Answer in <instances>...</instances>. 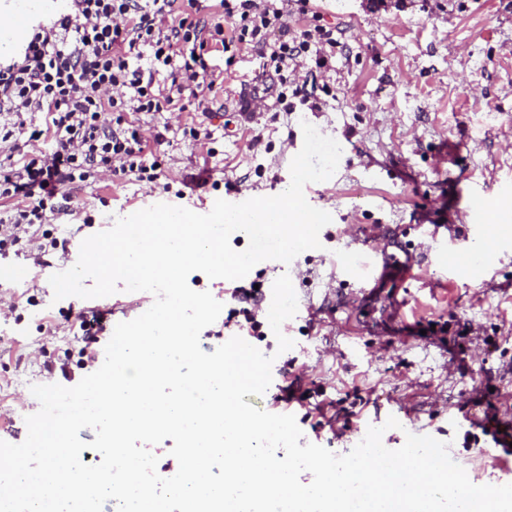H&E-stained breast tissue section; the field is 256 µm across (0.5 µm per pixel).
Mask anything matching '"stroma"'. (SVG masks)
<instances>
[{"mask_svg": "<svg viewBox=\"0 0 512 512\" xmlns=\"http://www.w3.org/2000/svg\"><path fill=\"white\" fill-rule=\"evenodd\" d=\"M365 4L324 0L338 44L331 71L316 81L318 111L260 112L239 122L240 93L260 65L247 51L223 83L220 108L204 120L212 145L183 138L170 114H144V128L165 133L160 182L67 189L57 222L68 257L28 264L18 281L0 279V299L16 306L0 313V440H25V418L40 408L33 385L61 383L44 361L67 365L73 381L85 376L82 317L104 313L105 344L118 323L154 302L150 293L123 290L55 299L49 278L76 264L81 242L159 203L198 213L232 188L252 198L281 194L306 122L342 149L335 174L311 185L313 207L332 221L319 233L320 248L288 263H258L247 275L267 292L281 275L292 281L298 310L281 330L294 347L278 352L267 299L258 313L263 334L249 342L273 357L278 374L299 379L304 397L278 403L273 385L247 403L291 413L304 442L337 455L381 426L388 449L407 434L428 435L447 443L473 484L512 483V455H484L492 436L473 423L493 409L512 428V248L493 251L478 276L436 262L481 250L469 238L471 199L483 211L512 204V0H450L443 11L435 0H407L404 11L382 14ZM373 227L388 256L363 282L344 266L352 260L366 269L362 232ZM405 265L413 277H402ZM411 328L432 331V340H408ZM391 416L399 425L389 429Z\"/></svg>", "mask_w": 512, "mask_h": 512, "instance_id": "35a3bbf8", "label": "stroma"}]
</instances>
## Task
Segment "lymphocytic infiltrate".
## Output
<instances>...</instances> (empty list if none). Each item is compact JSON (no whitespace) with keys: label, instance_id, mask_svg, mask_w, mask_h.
I'll use <instances>...</instances> for the list:
<instances>
[{"label":"lymphocytic infiltrate","instance_id":"lymphocytic-infiltrate-1","mask_svg":"<svg viewBox=\"0 0 512 512\" xmlns=\"http://www.w3.org/2000/svg\"><path fill=\"white\" fill-rule=\"evenodd\" d=\"M12 62H0V252L29 259L67 249L49 223L69 187L104 177H159L154 145L135 117L212 112L221 75L242 51L263 61L240 98L277 111L309 105L299 69L329 70L336 29L311 0H66ZM224 57V72L210 60Z\"/></svg>","mask_w":512,"mask_h":512}]
</instances>
